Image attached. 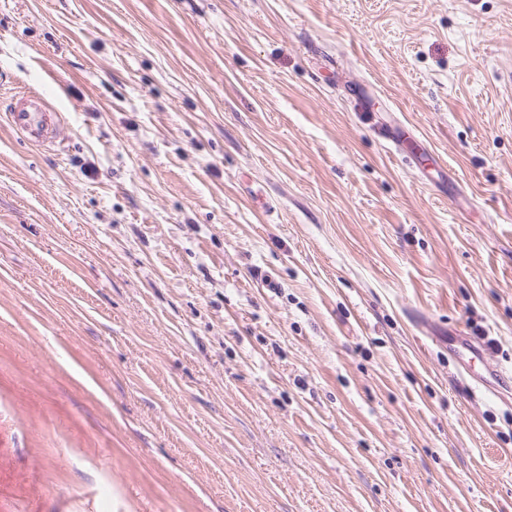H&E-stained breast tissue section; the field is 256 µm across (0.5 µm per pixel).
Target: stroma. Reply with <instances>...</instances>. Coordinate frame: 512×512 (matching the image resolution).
Instances as JSON below:
<instances>
[{
    "mask_svg": "<svg viewBox=\"0 0 512 512\" xmlns=\"http://www.w3.org/2000/svg\"><path fill=\"white\" fill-rule=\"evenodd\" d=\"M0 70V512H512V0H0ZM48 101L36 93H23L7 113L9 124L26 139L52 145L64 133V126Z\"/></svg>",
    "mask_w": 512,
    "mask_h": 512,
    "instance_id": "stroma-1",
    "label": "stroma"
}]
</instances>
